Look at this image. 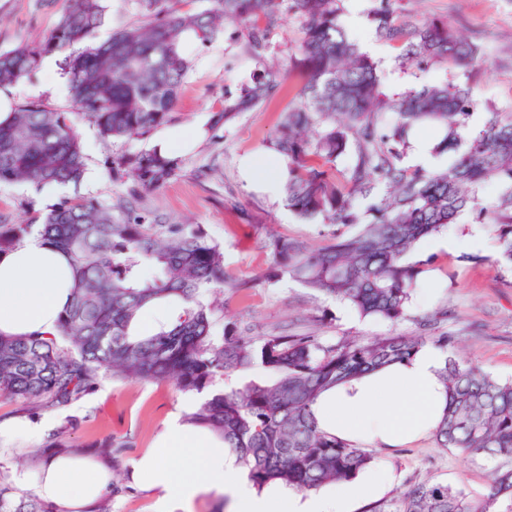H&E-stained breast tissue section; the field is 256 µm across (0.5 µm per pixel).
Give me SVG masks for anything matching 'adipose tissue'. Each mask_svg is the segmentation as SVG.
Listing matches in <instances>:
<instances>
[{"label":"adipose tissue","instance_id":"1","mask_svg":"<svg viewBox=\"0 0 512 512\" xmlns=\"http://www.w3.org/2000/svg\"><path fill=\"white\" fill-rule=\"evenodd\" d=\"M71 289L67 255L44 238L33 235L0 252V334H55ZM442 364L440 351L425 346L408 361L336 386L316 402L319 424L353 443L390 446L412 441L435 427L447 405L439 377ZM158 446V451L133 461L130 477L157 491L161 512L190 505L212 490L229 496L232 512H347L344 490L327 499L302 496L281 485L255 489L235 456L205 429L173 423ZM172 456L185 458V465L173 468L168 462ZM15 480L51 512H97L111 488L112 465L60 450Z\"/></svg>","mask_w":512,"mask_h":512}]
</instances>
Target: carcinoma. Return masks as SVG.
I'll return each mask as SVG.
<instances>
[{
    "mask_svg": "<svg viewBox=\"0 0 512 512\" xmlns=\"http://www.w3.org/2000/svg\"><path fill=\"white\" fill-rule=\"evenodd\" d=\"M181 0H136L144 21L117 27L106 41L85 42L103 25L106 0H67L55 28L40 43L0 51V89L33 75L43 58L64 54L70 109L28 99L0 122V184L41 189L80 183L87 163L75 119L92 122L112 141L146 139L167 122L191 71L192 43L240 30L249 52L262 60L271 30L285 9L297 16L301 36L288 72L298 90L269 147L287 161L288 207L302 219L358 224L319 248L277 237L270 241L271 272L349 303L360 315L396 322L405 315L422 269L411 260L418 246L465 212L489 225L499 261L512 266V112L479 104L472 85L488 71L482 46L446 20H400L402 0H379L377 35L401 49V64L427 72L448 67V77L400 93L383 89L379 61L360 50L340 24L342 0H211L202 11ZM284 75L256 69L217 122L251 112L281 87ZM485 114L470 128L473 114ZM432 128L435 155L454 154L446 168L407 166L409 133ZM349 158L337 167L341 158ZM112 179L131 184L129 198L105 205L62 199L28 222L0 219V251L38 233L71 260L72 300L52 336L0 335V397L41 408L71 406L89 395L101 370L130 380L171 382L201 391L217 377L260 364L268 381L216 393L183 421L204 428L234 452L253 485L281 483L298 492L350 481L372 455L324 432L317 398L340 384L411 358L446 336H383L323 342L279 332L257 341L235 330L212 333L213 309L204 290L244 284L224 267V250L192 224H168L144 215L138 193L160 188L180 160L161 147L114 153L105 161ZM490 182L499 192L487 204ZM171 307L158 329L141 336L135 322L149 305ZM439 376L448 405L433 429L440 448L486 454L494 462L480 500L438 483L417 484L396 512H512V382L500 381L455 357ZM0 512H49L33 493H17L0 462Z\"/></svg>",
    "mask_w": 512,
    "mask_h": 512,
    "instance_id": "carcinoma-1",
    "label": "carcinoma"
}]
</instances>
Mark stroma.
<instances>
[{
  "mask_svg": "<svg viewBox=\"0 0 512 512\" xmlns=\"http://www.w3.org/2000/svg\"><path fill=\"white\" fill-rule=\"evenodd\" d=\"M376 5V0H344L341 22L351 38L370 48L379 61L385 90L400 92L444 78L447 68L443 65L427 74L400 67L397 47L375 35L370 13ZM62 7L63 0H0V50L43 39L55 27ZM403 8L418 23L448 19L481 43L490 70L473 84V96L481 103L492 101L512 108V0H405ZM189 50L194 66L166 124L147 139L115 143L103 139L88 121L77 119L87 157L83 181L42 190L0 184V217L29 220L63 198L116 204L128 196L129 187L112 181L104 165L106 157L152 148L178 131L192 143L176 149L180 160L176 175L161 188L141 194L140 206L172 223L201 225L210 239L223 245L230 276L257 278L252 288L206 294V303L217 308L220 325L233 326L239 334L255 339L285 330L328 342L342 337L417 335L423 331L422 318L435 313L439 316L435 334L453 338L450 355L471 360L499 380H512V269L497 264L493 239L478 247L468 245V224L453 227L457 242L451 247L435 248L427 240L419 245L414 258L425 273L405 316L395 323L361 317L348 304L325 298L288 277L266 278L272 237L321 247L332 240L334 232L333 225L297 218L284 193H264L241 167L243 158L252 157L286 172L285 161L268 149L267 142L292 101L293 84L284 82L254 111L219 125L215 118L225 99L239 93L259 63L232 28L206 45H190ZM53 60L55 69L39 68L32 78L0 93L11 104L37 99L51 109L68 108L63 57L57 53ZM263 377L255 367L216 378L198 393L179 391L170 383L131 382L106 372L94 391L64 409L26 412L21 402L0 400V421L22 415L38 427L36 435L12 441L11 451L1 454L0 460L13 471L33 469L39 463V453L47 452L49 437L56 433L67 449L109 451L117 479L109 496L110 512H156L154 493L130 480L129 463L154 448L166 426L207 395ZM370 452L373 462L365 477L383 471L390 482L371 496L350 498L348 512H394L401 493L422 482L464 490L475 500L486 494L490 484V460L438 447L429 432L395 447H371Z\"/></svg>",
  "mask_w": 512,
  "mask_h": 512,
  "instance_id": "1",
  "label": "stroma"
}]
</instances>
